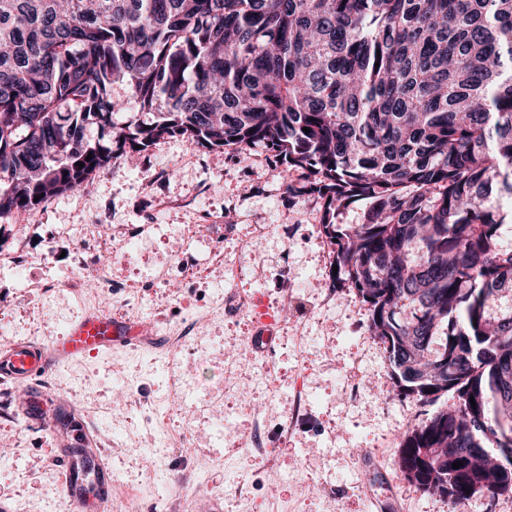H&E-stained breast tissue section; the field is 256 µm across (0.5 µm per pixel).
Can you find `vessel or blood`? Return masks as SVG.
I'll return each mask as SVG.
<instances>
[{
    "instance_id": "obj_1",
    "label": "vessel or blood",
    "mask_w": 512,
    "mask_h": 512,
    "mask_svg": "<svg viewBox=\"0 0 512 512\" xmlns=\"http://www.w3.org/2000/svg\"><path fill=\"white\" fill-rule=\"evenodd\" d=\"M145 346H162L150 322L91 312L72 323L65 336L46 345L18 342L0 350V384H26L23 414L33 421L46 422L59 438L58 460L73 512H100L104 501L112 496V470L102 458L97 429L74 420L66 408L47 414L46 398L38 383L43 376L77 359L117 348Z\"/></svg>"
}]
</instances>
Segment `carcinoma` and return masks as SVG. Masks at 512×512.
Wrapping results in <instances>:
<instances>
[{
  "label": "carcinoma",
  "instance_id": "obj_1",
  "mask_svg": "<svg viewBox=\"0 0 512 512\" xmlns=\"http://www.w3.org/2000/svg\"><path fill=\"white\" fill-rule=\"evenodd\" d=\"M165 136L305 172L395 395L452 396L403 474L512 493V0H0V220Z\"/></svg>",
  "mask_w": 512,
  "mask_h": 512
}]
</instances>
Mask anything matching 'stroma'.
<instances>
[{"label":"stroma","mask_w":512,"mask_h":512,"mask_svg":"<svg viewBox=\"0 0 512 512\" xmlns=\"http://www.w3.org/2000/svg\"><path fill=\"white\" fill-rule=\"evenodd\" d=\"M301 181L261 147L242 158L166 138L0 220V348L47 344L93 307L191 338L55 377L50 398L100 433L112 512L160 495L167 512H450L398 466L433 408L395 396L367 305L327 287L320 204L287 190ZM260 304L275 318L265 355L250 349ZM55 448L36 422L0 419L9 512H72ZM181 484L190 498L171 496Z\"/></svg>","instance_id":"stroma-1"}]
</instances>
